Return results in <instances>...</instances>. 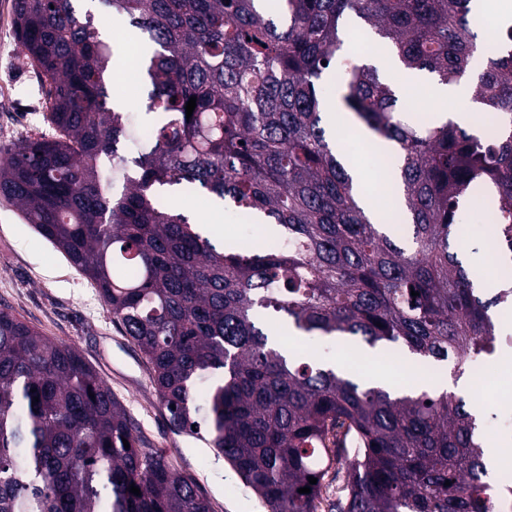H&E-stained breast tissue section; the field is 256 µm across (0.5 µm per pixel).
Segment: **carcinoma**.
Returning <instances> with one entry per match:
<instances>
[{"mask_svg": "<svg viewBox=\"0 0 512 512\" xmlns=\"http://www.w3.org/2000/svg\"><path fill=\"white\" fill-rule=\"evenodd\" d=\"M74 2L15 0L53 134L0 160V196L96 283L172 427L205 432L270 512H318L331 465L346 490L333 512H493L512 485L490 479L512 453L488 468L473 402L286 357L276 327L450 360L460 375L495 352L493 316L512 288L476 287L455 214L494 188V243L512 252V24L475 70L473 0H95L143 49L136 128L109 106L110 47ZM352 17L405 71L471 77L497 138L408 122L396 84L367 63L330 89ZM330 104L395 149L408 241L361 201L322 126ZM176 190L230 202L288 246L224 243L167 202ZM0 512L211 509L165 454L141 447L73 345L0 309Z\"/></svg>", "mask_w": 512, "mask_h": 512, "instance_id": "1", "label": "carcinoma"}]
</instances>
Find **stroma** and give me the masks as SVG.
Wrapping results in <instances>:
<instances>
[{"label":"stroma","instance_id":"obj_1","mask_svg":"<svg viewBox=\"0 0 512 512\" xmlns=\"http://www.w3.org/2000/svg\"><path fill=\"white\" fill-rule=\"evenodd\" d=\"M13 6L14 0H0V158L20 141L51 132L37 109L44 96L19 47ZM0 308L42 335L74 345L137 423L143 446L166 454L175 472L208 499L211 512H269L266 503L222 463L204 435L172 428L143 355L114 322L96 285L1 198ZM300 351L327 363L354 365L363 376L376 368L386 370L401 385L415 370L436 385L450 376L448 364L406 355L395 361L385 350L359 340L305 336ZM483 366L500 382L487 414L512 417V347L503 342L495 354L485 357Z\"/></svg>","mask_w":512,"mask_h":512}]
</instances>
